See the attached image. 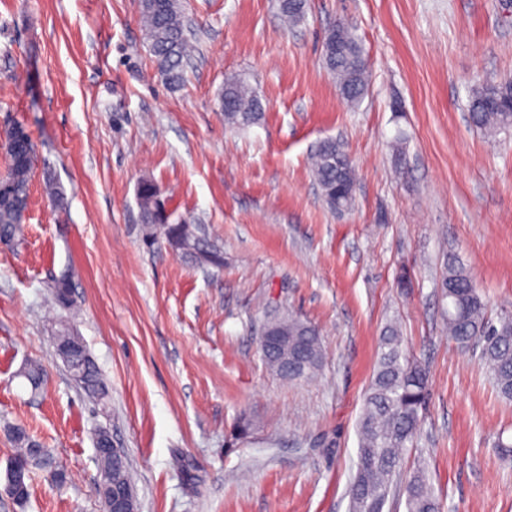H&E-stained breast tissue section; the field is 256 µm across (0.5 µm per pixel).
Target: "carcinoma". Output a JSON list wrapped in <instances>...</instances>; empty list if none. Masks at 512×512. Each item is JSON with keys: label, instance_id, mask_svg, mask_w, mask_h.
Wrapping results in <instances>:
<instances>
[{"label": "carcinoma", "instance_id": "cac0c4a2", "mask_svg": "<svg viewBox=\"0 0 512 512\" xmlns=\"http://www.w3.org/2000/svg\"><path fill=\"white\" fill-rule=\"evenodd\" d=\"M305 0H279L281 15L290 24L305 17ZM141 20L145 38L165 82L179 87L192 45L182 0H141ZM322 59L336 80L342 97L352 106L365 94L368 62L351 28L340 22L332 27L322 44ZM224 123L232 128L256 124L262 116L260 103L239 79H228L219 96ZM469 116L480 129L497 131L512 127V80L478 86L469 95ZM8 157L5 175L0 176V242L20 241L29 201V183L35 160L34 144L20 125L0 134ZM313 174L326 204L338 210L349 209L355 201L357 174L345 144L336 139L320 143L313 155ZM156 188L145 182L139 189L142 222L151 226L148 242L162 238L180 251V256L197 267H220L224 257L219 246L196 224H169L155 208ZM76 272L65 266L52 275L49 288L56 305H73L72 288ZM442 298L448 324V337L459 347L477 345L480 360L492 376L498 394L512 401V313L497 321L487 317L486 304L473 278L459 261L450 256L441 277ZM272 329L288 337V343L274 352L260 347L264 363L276 374L291 381L312 378L320 370L323 350L320 331L311 322L293 313H274L268 318ZM55 337L71 344L64 355L71 376L81 383L86 396L97 402L108 398V388L81 337L62 327ZM424 367L406 353L403 340L394 326L385 328L379 358L358 422L359 448L357 471L349 489L350 512H384L391 486L400 475L404 452L414 447L421 415L428 399ZM9 436L16 448L10 466L26 468L24 482L12 490L11 497L24 505L30 496L34 470H46L58 485L67 482L65 468L50 450L32 455L34 438L25 427L13 425ZM99 474L107 475L120 486L132 479L123 461L109 454L99 456ZM407 512H439L425 468L420 466L407 482Z\"/></svg>", "mask_w": 512, "mask_h": 512}]
</instances>
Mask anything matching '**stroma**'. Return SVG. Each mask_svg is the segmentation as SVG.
Returning a JSON list of instances; mask_svg holds the SVG:
<instances>
[{"label":"stroma","mask_w":512,"mask_h":512,"mask_svg":"<svg viewBox=\"0 0 512 512\" xmlns=\"http://www.w3.org/2000/svg\"><path fill=\"white\" fill-rule=\"evenodd\" d=\"M196 51L168 87L140 0H0V130L36 145L22 244L0 242V512H103L95 437L123 448L140 512H349L358 419L380 337L396 325L429 396L405 473L428 465L441 512H512V402L448 337L441 273L471 272L490 319L512 310V129L468 117V92L512 78V0H184ZM349 24L369 64L358 106L340 97L322 42ZM244 79L258 124L225 125L218 94ZM343 141L352 210L323 201L309 162ZM222 248L197 268L146 245L138 189ZM54 183L64 197L46 193ZM72 264L76 305L48 283ZM290 311L321 330L312 379L269 370L259 326ZM65 322L109 388L89 400L55 353ZM46 373L32 393L23 368ZM248 419L251 430L235 426ZM22 424L67 469L33 474L26 505L3 491Z\"/></svg>","instance_id":"35a3bbf8"}]
</instances>
